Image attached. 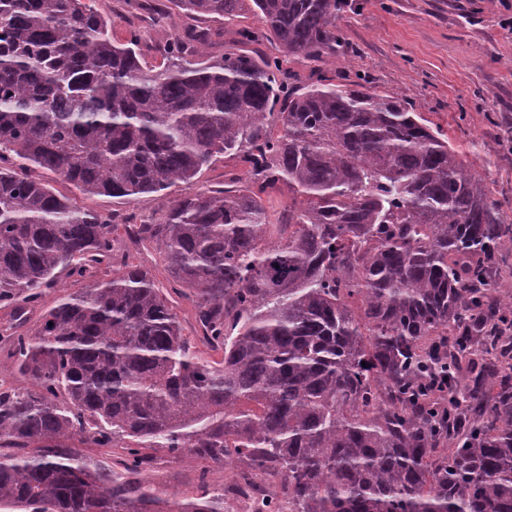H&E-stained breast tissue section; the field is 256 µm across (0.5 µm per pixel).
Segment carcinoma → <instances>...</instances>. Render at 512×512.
I'll use <instances>...</instances> for the list:
<instances>
[{"mask_svg": "<svg viewBox=\"0 0 512 512\" xmlns=\"http://www.w3.org/2000/svg\"><path fill=\"white\" fill-rule=\"evenodd\" d=\"M94 2L0 0V341L30 381L0 389V512H224L155 481L151 449L275 479L254 512H512V216L406 103L288 84L292 59L336 66L344 0H167L146 29ZM173 7L192 24L148 67ZM209 19L234 27L220 54ZM265 40L281 56L240 49ZM219 156L243 174L196 187ZM39 171L128 205L183 193L117 219ZM120 229L161 254L221 360L117 257ZM61 273L85 288L20 332ZM69 443L81 453L95 460L104 461L112 467L114 466L116 469H119V465L117 464L121 457V450L119 448H92L94 447L93 445L81 443L78 437L71 440Z\"/></svg>", "mask_w": 512, "mask_h": 512, "instance_id": "cac0c4a2", "label": "carcinoma"}]
</instances>
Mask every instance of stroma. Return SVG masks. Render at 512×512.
<instances>
[{"mask_svg": "<svg viewBox=\"0 0 512 512\" xmlns=\"http://www.w3.org/2000/svg\"><path fill=\"white\" fill-rule=\"evenodd\" d=\"M345 47L336 67L288 63L294 84L365 79L440 126L484 178L492 199L512 207V0H346L339 21ZM118 252L154 267L184 333L198 339L194 307L158 254L119 235ZM156 473L178 494L200 483L219 491L230 467L158 454Z\"/></svg>", "mask_w": 512, "mask_h": 512, "instance_id": "1", "label": "stroma"}]
</instances>
